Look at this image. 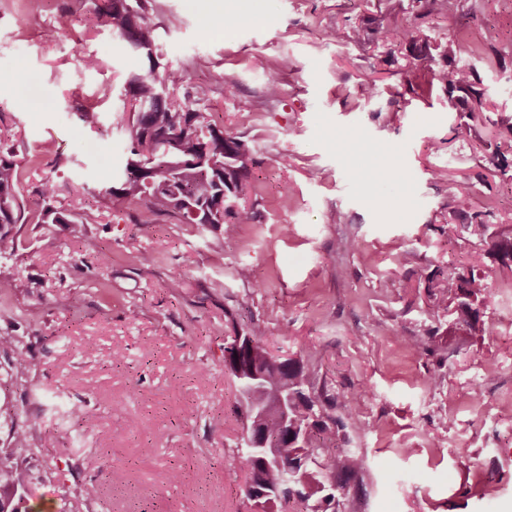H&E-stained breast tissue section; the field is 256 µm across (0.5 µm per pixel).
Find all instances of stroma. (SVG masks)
I'll return each mask as SVG.
<instances>
[{
    "mask_svg": "<svg viewBox=\"0 0 512 512\" xmlns=\"http://www.w3.org/2000/svg\"><path fill=\"white\" fill-rule=\"evenodd\" d=\"M142 2L161 66L186 77L177 97L253 142L257 218L225 240L105 198L128 151L116 126L126 80L146 62L84 0H0V146L16 153L27 211L50 178L76 218L17 225L19 249L0 261V336L33 364L17 370L0 349V453L28 429L23 505L251 512L245 473L225 465L242 426L223 420L239 401L224 338L258 324L275 356L309 362L363 454L347 507L512 512V272L453 202L454 183H469L489 232L512 229V184L488 163L512 136V55L486 60L512 46V0L452 18L394 0L430 44L457 31L474 46L462 61L497 107L489 121L451 111L437 87L397 104L412 56L378 46L383 0H250L231 28L216 10L239 0ZM463 269L488 280L485 333L438 355L414 349L447 321L434 302H450Z\"/></svg>",
    "mask_w": 512,
    "mask_h": 512,
    "instance_id": "stroma-1",
    "label": "stroma"
}]
</instances>
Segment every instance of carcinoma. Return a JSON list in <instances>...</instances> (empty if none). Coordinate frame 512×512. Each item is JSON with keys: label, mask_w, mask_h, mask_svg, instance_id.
I'll list each match as a JSON object with an SVG mask.
<instances>
[{"label": "carcinoma", "mask_w": 512, "mask_h": 512, "mask_svg": "<svg viewBox=\"0 0 512 512\" xmlns=\"http://www.w3.org/2000/svg\"><path fill=\"white\" fill-rule=\"evenodd\" d=\"M141 0H90V12L97 22L112 28L129 43L132 50L145 57L149 70L134 74L127 81L131 97L132 119L120 121L129 141V152L122 175L105 189V194L140 204L155 216H171L187 224L223 228L230 238L237 225L255 218L253 207L233 206L231 201L245 193L244 181L253 162L254 147L249 140L208 119L204 111L169 98V90L184 82L182 72L159 68L154 60L146 17ZM389 7L387 17L378 24V42L405 47L413 62L402 69L404 85L412 91L425 85L438 86L457 112H485L488 99L481 88L479 73L459 64L457 57L465 50L458 35L430 47L419 29L400 25ZM489 163L502 177L512 180V161L497 151ZM21 172L15 153L0 150V258L11 256L18 248L14 228L35 220L38 224H73L71 210L58 203V190L51 179L38 190L41 207L28 216L19 203ZM457 209L472 206L470 186L456 184ZM490 251L499 266L512 270V233L491 236ZM453 309L448 311V335L465 339L484 331L487 309L485 280L472 273H456ZM229 344L242 341V356L231 365L242 398L234 414L224 419L239 421L243 432L256 426L263 429L268 447L276 449L275 458H264L241 443L240 449L225 463L260 481L246 493L253 512H284L289 504L300 505L305 512L324 502L336 501L342 512L346 495L344 484L362 469L363 457L336 446L342 419L329 413L321 394L313 384L314 373L302 358L288 357V371L275 366L277 357L269 350L264 331L259 326L244 329L233 325ZM292 396L288 424L301 435L284 437L279 404ZM29 451L28 433L20 428L13 433L11 452L0 455V512H21L13 504L12 493L23 487L27 474L16 457ZM336 482V490L330 483Z\"/></svg>", "instance_id": "carcinoma-1"}]
</instances>
